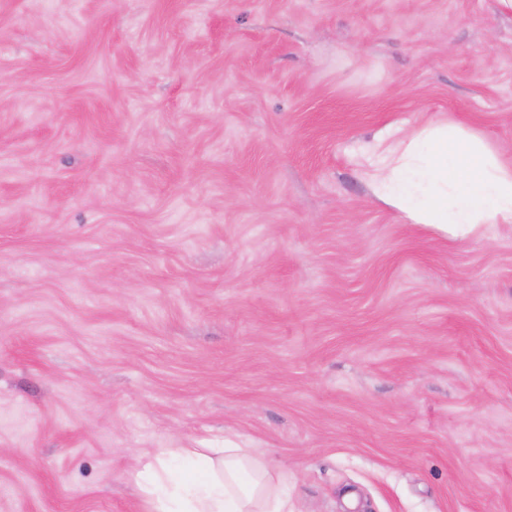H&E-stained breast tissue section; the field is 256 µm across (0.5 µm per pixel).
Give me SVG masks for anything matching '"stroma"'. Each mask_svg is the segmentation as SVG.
<instances>
[{"instance_id":"1","label":"stroma","mask_w":512,"mask_h":512,"mask_svg":"<svg viewBox=\"0 0 512 512\" xmlns=\"http://www.w3.org/2000/svg\"><path fill=\"white\" fill-rule=\"evenodd\" d=\"M436 123L512 162L496 0H0V512L228 438L296 512H512V224L364 176Z\"/></svg>"}]
</instances>
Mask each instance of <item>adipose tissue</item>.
<instances>
[{"label":"adipose tissue","mask_w":512,"mask_h":512,"mask_svg":"<svg viewBox=\"0 0 512 512\" xmlns=\"http://www.w3.org/2000/svg\"><path fill=\"white\" fill-rule=\"evenodd\" d=\"M368 176L414 224L465 238L512 224V165L481 140L438 125L378 145ZM134 483L149 512H293L288 478L256 448H156Z\"/></svg>","instance_id":"1"}]
</instances>
